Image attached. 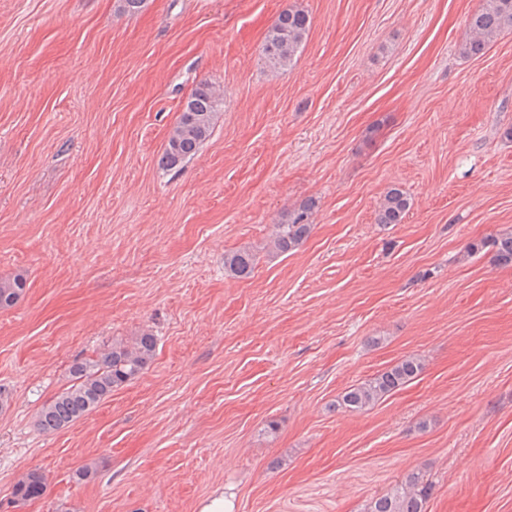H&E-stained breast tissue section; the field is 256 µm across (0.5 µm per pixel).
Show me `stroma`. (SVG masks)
<instances>
[{"mask_svg": "<svg viewBox=\"0 0 512 512\" xmlns=\"http://www.w3.org/2000/svg\"><path fill=\"white\" fill-rule=\"evenodd\" d=\"M292 6L310 31L274 74ZM479 6L0 0V278L27 280L0 309V512H365L413 470L428 512H512V264L469 251L512 232V33L464 56ZM202 80L213 133L163 169ZM393 187L410 207L377 224ZM309 201L307 240L268 252ZM145 331L144 374L37 429L74 361ZM409 355L416 379L337 407ZM31 470L43 496L12 507ZM310 26V17L303 9L291 7L278 15L267 31L262 47L264 59L273 72L295 65ZM257 258L250 249H239L224 255V269L234 276L248 277L255 269Z\"/></svg>", "mask_w": 512, "mask_h": 512, "instance_id": "35a3bbf8", "label": "stroma"}]
</instances>
